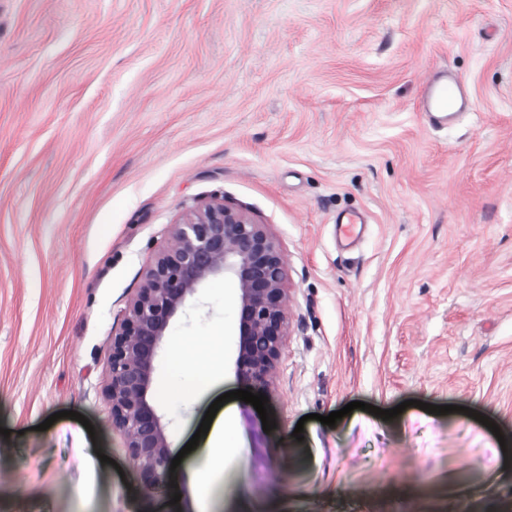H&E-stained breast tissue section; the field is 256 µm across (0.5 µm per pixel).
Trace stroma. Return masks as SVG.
Returning <instances> with one entry per match:
<instances>
[{
  "mask_svg": "<svg viewBox=\"0 0 512 512\" xmlns=\"http://www.w3.org/2000/svg\"><path fill=\"white\" fill-rule=\"evenodd\" d=\"M441 70L472 102L446 128ZM215 194L287 260L276 427L220 409L255 512H512V0H0V512H242L199 447L146 490L102 395L145 266ZM232 293L156 360L172 452L239 387L172 369L176 339L232 359ZM353 401L400 413L321 424ZM424 107L435 123L451 120L458 112L468 108L469 100L462 82L448 72H438L424 91Z\"/></svg>",
  "mask_w": 512,
  "mask_h": 512,
  "instance_id": "stroma-1",
  "label": "stroma"
}]
</instances>
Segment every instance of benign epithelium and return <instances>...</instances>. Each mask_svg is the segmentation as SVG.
Returning a JSON list of instances; mask_svg holds the SVG:
<instances>
[{"instance_id":"obj_1","label":"benign epithelium","mask_w":512,"mask_h":512,"mask_svg":"<svg viewBox=\"0 0 512 512\" xmlns=\"http://www.w3.org/2000/svg\"><path fill=\"white\" fill-rule=\"evenodd\" d=\"M234 286L235 375L257 392L274 390L289 333L287 263L269 225L214 197L170 225L112 335L102 394L112 428L125 441L146 490L169 486L173 472L166 425L153 404L154 362L170 325L207 281Z\"/></svg>"}]
</instances>
